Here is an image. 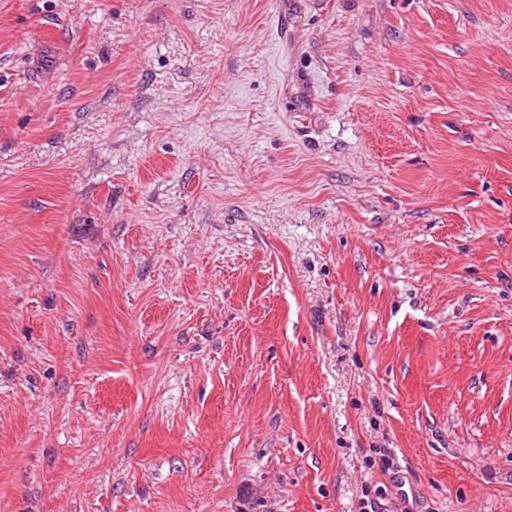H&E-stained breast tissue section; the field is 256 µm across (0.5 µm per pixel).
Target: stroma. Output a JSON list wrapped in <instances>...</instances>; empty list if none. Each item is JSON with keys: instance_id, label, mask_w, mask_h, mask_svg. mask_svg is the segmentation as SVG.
I'll list each match as a JSON object with an SVG mask.
<instances>
[{"instance_id": "obj_1", "label": "stroma", "mask_w": 512, "mask_h": 512, "mask_svg": "<svg viewBox=\"0 0 512 512\" xmlns=\"http://www.w3.org/2000/svg\"><path fill=\"white\" fill-rule=\"evenodd\" d=\"M512 512V0H0V512Z\"/></svg>"}]
</instances>
